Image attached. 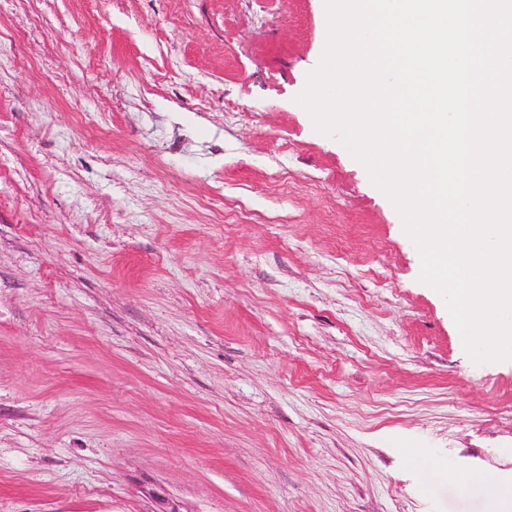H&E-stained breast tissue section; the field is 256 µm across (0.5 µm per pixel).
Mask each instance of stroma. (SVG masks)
I'll return each instance as SVG.
<instances>
[{
	"mask_svg": "<svg viewBox=\"0 0 512 512\" xmlns=\"http://www.w3.org/2000/svg\"><path fill=\"white\" fill-rule=\"evenodd\" d=\"M0 0V512H489L475 364L296 101L324 0Z\"/></svg>",
	"mask_w": 512,
	"mask_h": 512,
	"instance_id": "stroma-1",
	"label": "stroma"
}]
</instances>
